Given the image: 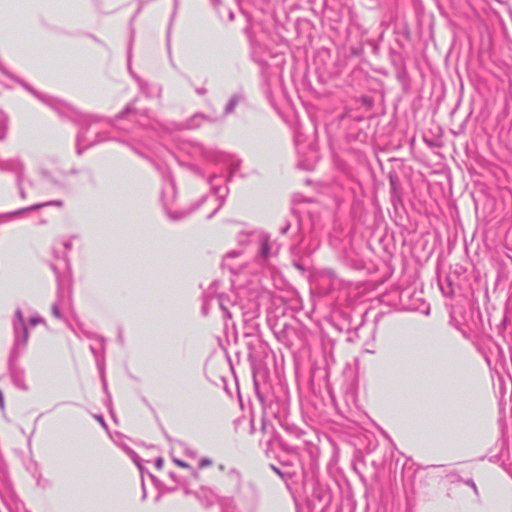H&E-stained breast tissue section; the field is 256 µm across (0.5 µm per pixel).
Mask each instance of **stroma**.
I'll use <instances>...</instances> for the list:
<instances>
[{"instance_id": "1", "label": "stroma", "mask_w": 512, "mask_h": 512, "mask_svg": "<svg viewBox=\"0 0 512 512\" xmlns=\"http://www.w3.org/2000/svg\"><path fill=\"white\" fill-rule=\"evenodd\" d=\"M246 65L262 77L271 124L237 131L236 77L224 109L177 121L136 104L105 117L64 112L82 144L109 145L148 166L161 200L206 207L197 230L213 247L199 273L200 314L218 316L215 355L231 416L284 484L295 512H412L418 468L392 448L360 404L349 351L393 312L439 305L487 354L498 379L512 467V0H236ZM36 70L88 84L69 43L47 49L0 19ZM286 178L257 196L255 162ZM93 216L117 232L150 324L148 357L174 369L175 309L153 303L181 288L184 258L166 262L153 227L129 232L133 171ZM151 463L179 471L205 512H260L254 489L216 495L201 480L223 463L199 457L150 402Z\"/></svg>"}]
</instances>
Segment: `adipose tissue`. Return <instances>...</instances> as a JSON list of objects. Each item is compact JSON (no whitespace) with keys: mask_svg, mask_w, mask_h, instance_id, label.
<instances>
[{"mask_svg":"<svg viewBox=\"0 0 512 512\" xmlns=\"http://www.w3.org/2000/svg\"><path fill=\"white\" fill-rule=\"evenodd\" d=\"M235 0H84L57 7L55 0H24L26 34L46 44L79 29V54L99 61L96 40L104 19L112 21V78L92 88L59 89L52 77L33 71L13 47L0 46V111L11 137L0 149V182L14 185L8 158L29 165L54 156L78 170L65 200L46 184L26 183L22 196L0 205V373L7 372L17 308L40 324L17 360L19 367L0 407V453L12 483L28 492L29 512H199L192 495L150 463L153 432L139 413L142 402L197 449L222 461L210 485L232 495L254 484L272 512H294L278 489L261 449L240 431H210L188 422L181 402L158 379L145 348L149 328L134 308L125 280L101 278L111 238L91 214L111 200L124 163L112 146L80 149L81 131L59 124V109L109 116L134 100L154 112L181 119L192 112L224 109V75L243 62V36L224 20ZM202 32L216 47H230L226 64H209L191 53L187 37ZM166 37L187 80L148 66L149 36ZM159 182L143 173L137 215L161 225L157 237L169 251L191 254L196 268L209 262L208 246L195 238L170 239L172 218L157 205ZM74 247L72 305H63L46 262L61 241ZM199 289L179 291L184 322L175 347L177 379L224 412V393L209 358L213 325L199 315ZM360 364V402L390 445L420 467L414 512H512V470L496 456L502 445L498 381L487 355L463 335L443 309L394 312L382 317L352 348ZM108 406H101V397ZM73 461L64 464V449Z\"/></svg>","mask_w":512,"mask_h":512,"instance_id":"1","label":"adipose tissue"}]
</instances>
